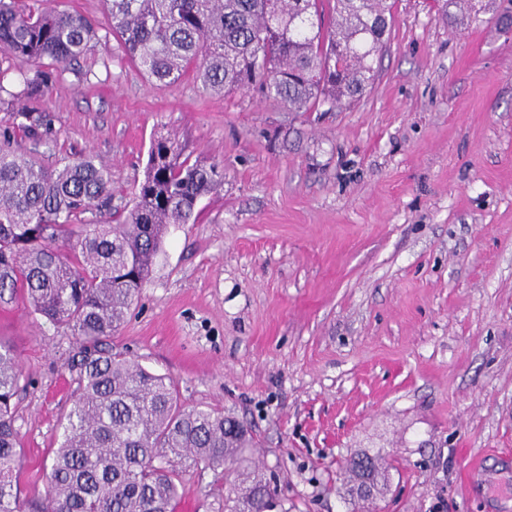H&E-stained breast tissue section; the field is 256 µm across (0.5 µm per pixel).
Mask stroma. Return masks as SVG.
I'll use <instances>...</instances> for the list:
<instances>
[{"mask_svg":"<svg viewBox=\"0 0 512 512\" xmlns=\"http://www.w3.org/2000/svg\"><path fill=\"white\" fill-rule=\"evenodd\" d=\"M66 5L96 37L15 149L45 166L96 156L118 209L155 136L224 165L112 350L174 379L184 407L251 428L275 512H350L349 462L381 448L392 478L370 512H512V0L470 16L395 0L374 82L308 112L189 77L151 85L102 0ZM0 340L23 372L17 490L39 505L79 342L20 295L0 299ZM223 496L194 471L178 501L217 512Z\"/></svg>","mask_w":512,"mask_h":512,"instance_id":"1","label":"stroma"}]
</instances>
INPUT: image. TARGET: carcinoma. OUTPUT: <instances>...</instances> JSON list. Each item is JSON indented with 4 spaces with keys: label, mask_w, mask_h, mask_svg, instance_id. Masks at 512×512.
<instances>
[{
    "label": "carcinoma",
    "mask_w": 512,
    "mask_h": 512,
    "mask_svg": "<svg viewBox=\"0 0 512 512\" xmlns=\"http://www.w3.org/2000/svg\"><path fill=\"white\" fill-rule=\"evenodd\" d=\"M0 0V55L20 73L16 127L35 137L46 115L25 102L56 82L44 60L67 66L96 37L93 23L60 0ZM112 34L154 84L194 72L202 92L258 87L290 112L333 109L374 80L392 20L387 0H104ZM0 298L23 295L33 311L81 343L71 371L76 395L61 423L47 473L50 496L37 512H171L191 469L224 478L218 512L274 507L255 441L235 417L184 407L173 380L105 341L126 320L172 224L191 223L198 200L224 182V165L190 162L169 136L151 142L144 179L128 210H112V175L85 155L46 168L0 135ZM22 369L0 341V512H24L14 400ZM349 467L351 497L365 503L389 482L386 457Z\"/></svg>",
    "instance_id": "1"
}]
</instances>
